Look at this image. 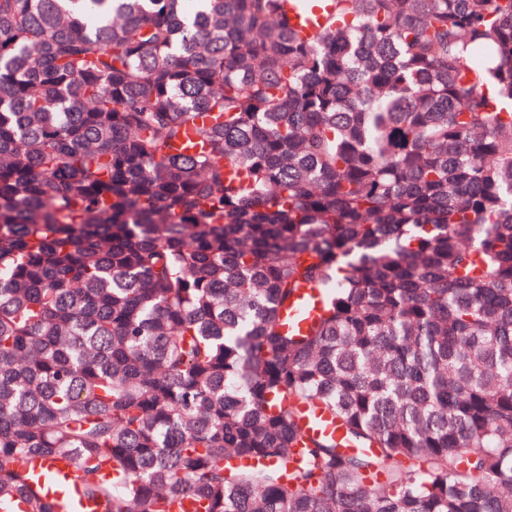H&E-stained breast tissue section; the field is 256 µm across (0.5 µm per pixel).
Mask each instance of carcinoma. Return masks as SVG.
<instances>
[{
  "label": "carcinoma",
  "instance_id": "carcinoma-1",
  "mask_svg": "<svg viewBox=\"0 0 512 512\" xmlns=\"http://www.w3.org/2000/svg\"><path fill=\"white\" fill-rule=\"evenodd\" d=\"M15 458L105 512H512V0H0V501L52 512ZM335 0H280L291 25L302 35L319 30L334 10ZM300 300L303 315H300L298 310L288 311L282 315V322L286 331L304 330L321 307L322 292L316 285L305 288L301 294ZM302 423L306 431L312 435L331 436L341 443L343 448L346 447L343 442L344 436L336 425V421L329 415L320 411L302 412L300 413Z\"/></svg>",
  "mask_w": 512,
  "mask_h": 512
}]
</instances>
